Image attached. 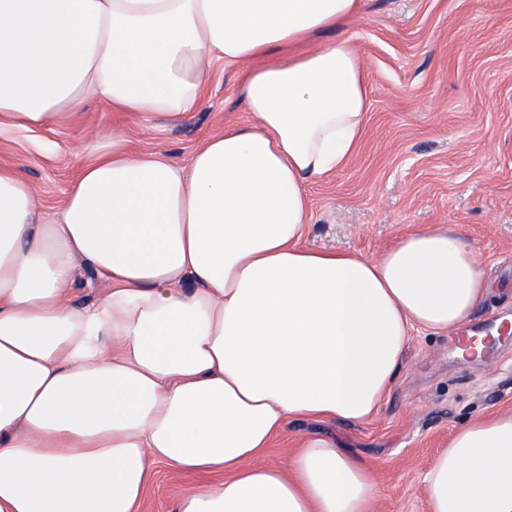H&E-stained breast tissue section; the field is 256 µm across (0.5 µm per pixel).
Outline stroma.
<instances>
[{"instance_id": "obj_1", "label": "stroma", "mask_w": 512, "mask_h": 512, "mask_svg": "<svg viewBox=\"0 0 512 512\" xmlns=\"http://www.w3.org/2000/svg\"><path fill=\"white\" fill-rule=\"evenodd\" d=\"M347 37L368 74L367 120L348 161L308 186L305 245L376 258L414 229L453 224L483 260L489 295L466 328L411 337L371 419L291 422L266 460L287 465L298 437H331L372 464L381 489L375 512H429L424 476L449 436L512 410V333L481 357L457 355L467 336L512 323V0H363L350 27L324 35ZM234 72L213 64L202 103L182 119L127 118L130 149L187 164L205 137L246 120ZM115 120L108 106L88 102L72 121L0 138V165L16 168L54 210L84 162L81 139L111 133ZM53 141L67 152L49 150ZM197 481L157 465L141 512H174Z\"/></svg>"}]
</instances>
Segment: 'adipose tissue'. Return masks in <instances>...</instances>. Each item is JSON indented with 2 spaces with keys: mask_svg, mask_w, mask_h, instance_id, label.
I'll return each mask as SVG.
<instances>
[{
  "mask_svg": "<svg viewBox=\"0 0 512 512\" xmlns=\"http://www.w3.org/2000/svg\"><path fill=\"white\" fill-rule=\"evenodd\" d=\"M361 0H0V134L89 100L179 119L214 62L236 66L246 121L187 164L83 145L53 212L0 167V512H139L153 467L223 473L175 512H373L372 467L290 421L372 417L413 334H450L488 296L455 228L407 233L371 260L304 246L306 187L366 123L351 40L291 46ZM91 267L100 300L71 299ZM430 512H512V411L459 427L425 478Z\"/></svg>",
  "mask_w": 512,
  "mask_h": 512,
  "instance_id": "adipose-tissue-1",
  "label": "adipose tissue"
}]
</instances>
